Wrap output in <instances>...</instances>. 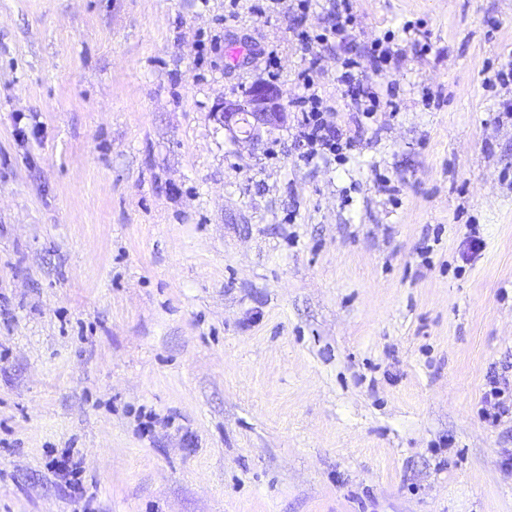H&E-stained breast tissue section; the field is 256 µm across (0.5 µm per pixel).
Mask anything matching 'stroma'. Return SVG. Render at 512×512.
Listing matches in <instances>:
<instances>
[{
	"label": "stroma",
	"mask_w": 512,
	"mask_h": 512,
	"mask_svg": "<svg viewBox=\"0 0 512 512\" xmlns=\"http://www.w3.org/2000/svg\"><path fill=\"white\" fill-rule=\"evenodd\" d=\"M253 3L0 0V512H73L66 451L96 512H512V0H356L396 106L324 50L354 146L310 163L219 116L300 94L330 2ZM280 101L279 89L268 83L253 86L242 100H225L221 115L224 130L232 139L247 141L261 128L282 126L287 121L288 113ZM241 123L246 125L245 129ZM488 386L483 395L484 420L497 425L505 417L512 418V395L505 397V388L500 387V381L495 376L489 378ZM75 470H77V463L72 464L71 461L69 460V458H66L63 462H61L57 466L55 472L61 480L65 481V484L67 486L72 487L74 489V492L76 491L77 493H79L80 499H82V498L85 499V506H84L85 510H83V511H87V509L91 505V502L94 499V496H93V493L87 495L86 490L83 489L81 484H78V483L73 484L72 483V479L69 478V476H71L73 478L75 475Z\"/></svg>",
	"instance_id": "1"
}]
</instances>
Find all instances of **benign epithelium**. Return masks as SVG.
Returning a JSON list of instances; mask_svg holds the SVG:
<instances>
[{"label":"benign epithelium","mask_w":512,"mask_h":512,"mask_svg":"<svg viewBox=\"0 0 512 512\" xmlns=\"http://www.w3.org/2000/svg\"><path fill=\"white\" fill-rule=\"evenodd\" d=\"M288 113L281 104V93L268 83L253 86L243 98L224 101L221 122L231 138L250 140L262 128L286 123Z\"/></svg>","instance_id":"7a95c632"}]
</instances>
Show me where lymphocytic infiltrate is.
<instances>
[{
    "label": "lymphocytic infiltrate",
    "mask_w": 512,
    "mask_h": 512,
    "mask_svg": "<svg viewBox=\"0 0 512 512\" xmlns=\"http://www.w3.org/2000/svg\"><path fill=\"white\" fill-rule=\"evenodd\" d=\"M329 16L330 21L322 31L300 34L308 65L299 74L303 93L292 100L291 106L297 114L296 142L307 162L326 155L343 158L345 150L353 146L352 137L332 120V106L317 91L323 72L322 48L335 49L339 62L336 84L364 118L374 119L381 106L392 104L395 95L392 82H364L361 70L365 59L376 74L397 67L400 50L392 37L377 38L355 48L357 14L353 0H333Z\"/></svg>",
    "instance_id": "f902f5d3"
}]
</instances>
